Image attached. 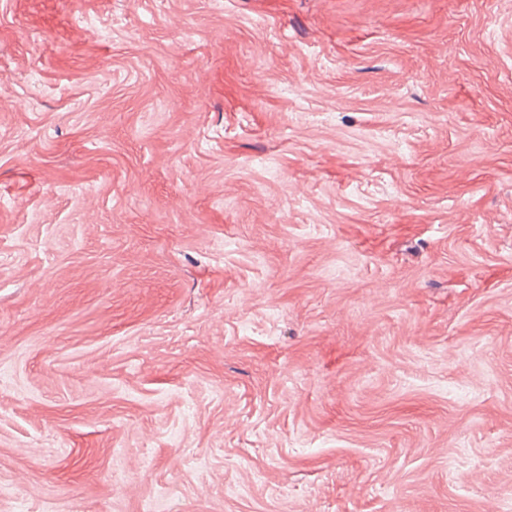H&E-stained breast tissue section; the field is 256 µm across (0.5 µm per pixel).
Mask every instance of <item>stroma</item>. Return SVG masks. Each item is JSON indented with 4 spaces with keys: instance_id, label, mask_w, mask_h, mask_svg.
I'll use <instances>...</instances> for the list:
<instances>
[{
    "instance_id": "obj_1",
    "label": "stroma",
    "mask_w": 512,
    "mask_h": 512,
    "mask_svg": "<svg viewBox=\"0 0 512 512\" xmlns=\"http://www.w3.org/2000/svg\"><path fill=\"white\" fill-rule=\"evenodd\" d=\"M512 512V0H0V512Z\"/></svg>"
}]
</instances>
